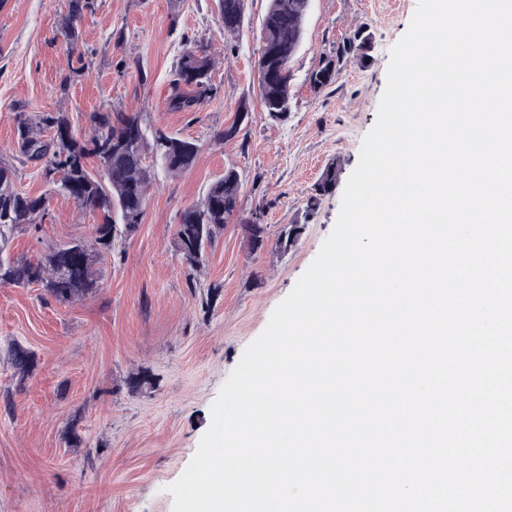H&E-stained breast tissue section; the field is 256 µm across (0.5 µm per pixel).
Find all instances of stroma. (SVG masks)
I'll use <instances>...</instances> for the list:
<instances>
[{
	"label": "stroma",
	"instance_id": "obj_1",
	"mask_svg": "<svg viewBox=\"0 0 512 512\" xmlns=\"http://www.w3.org/2000/svg\"><path fill=\"white\" fill-rule=\"evenodd\" d=\"M92 2L72 46L61 29L69 0H0V164L14 188L47 190L18 149L21 114L35 122L64 113L85 137L91 113L139 112L201 151L189 171L157 173L138 231L95 257L92 293L60 302L37 284H0V512H173L166 488L194 457L222 385L335 226L390 49L417 0H310L283 124L264 112L255 68L268 0H245L233 36L219 29L216 0ZM357 32L370 36L364 57L347 55L336 82L312 91L310 73ZM200 41L214 58L216 94L193 111L170 110L177 62ZM79 57L84 68L72 69ZM238 119L244 138L215 143ZM330 163L336 185L315 195ZM228 168L241 177V216L263 213L265 246L253 251L241 224L226 225L201 269L188 272L173 244L179 216ZM99 221L54 195L38 230L15 233L6 251L32 260L91 239ZM291 224L303 231L284 252L277 240ZM15 347L33 355L27 375L9 360Z\"/></svg>",
	"mask_w": 512,
	"mask_h": 512
}]
</instances>
